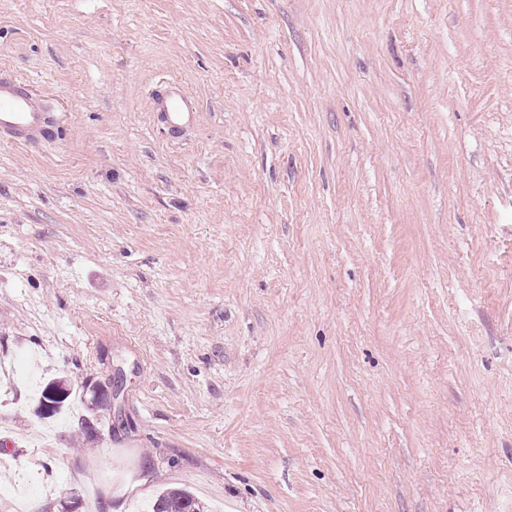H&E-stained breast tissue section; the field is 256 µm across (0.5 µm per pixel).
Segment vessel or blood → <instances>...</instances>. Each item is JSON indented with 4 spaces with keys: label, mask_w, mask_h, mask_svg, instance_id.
<instances>
[{
    "label": "vessel or blood",
    "mask_w": 512,
    "mask_h": 512,
    "mask_svg": "<svg viewBox=\"0 0 512 512\" xmlns=\"http://www.w3.org/2000/svg\"><path fill=\"white\" fill-rule=\"evenodd\" d=\"M158 109L171 128L191 122L195 109L180 87H172ZM58 118L47 112L31 84L0 74V140L22 146H46L59 133Z\"/></svg>",
    "instance_id": "1"
}]
</instances>
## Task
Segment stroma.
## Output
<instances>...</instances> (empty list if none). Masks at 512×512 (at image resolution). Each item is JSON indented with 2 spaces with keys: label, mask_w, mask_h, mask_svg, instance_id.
I'll use <instances>...</instances> for the list:
<instances>
[{
  "label": "stroma",
  "mask_w": 512,
  "mask_h": 512,
  "mask_svg": "<svg viewBox=\"0 0 512 512\" xmlns=\"http://www.w3.org/2000/svg\"><path fill=\"white\" fill-rule=\"evenodd\" d=\"M2 69L0 512H512V0H0ZM59 119L47 112L43 100L29 82L1 70L0 139L22 146H46L59 133ZM157 106L166 122L174 130L190 123L196 112L191 101L183 95L178 85L172 87L166 98L160 100ZM152 512H207L205 507L184 488L163 490L152 506Z\"/></svg>",
  "instance_id": "stroma-1"
}]
</instances>
